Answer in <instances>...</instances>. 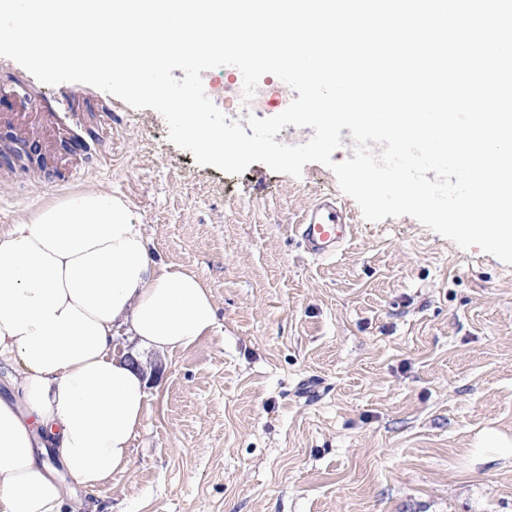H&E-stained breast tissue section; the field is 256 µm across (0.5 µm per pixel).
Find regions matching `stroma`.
<instances>
[{
	"mask_svg": "<svg viewBox=\"0 0 512 512\" xmlns=\"http://www.w3.org/2000/svg\"><path fill=\"white\" fill-rule=\"evenodd\" d=\"M71 89L70 130L97 137L61 153L27 129L59 174L0 182V232L89 187L119 197L217 319L189 348L142 351L130 464L83 512H512V459L473 460L484 429L512 436V265L409 216L365 220L323 164L227 174L171 143L157 111ZM76 162L85 176L60 180ZM327 193L354 230L319 262L288 227Z\"/></svg>",
	"mask_w": 512,
	"mask_h": 512,
	"instance_id": "obj_1",
	"label": "stroma"
}]
</instances>
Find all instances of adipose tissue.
<instances>
[{"mask_svg": "<svg viewBox=\"0 0 512 512\" xmlns=\"http://www.w3.org/2000/svg\"><path fill=\"white\" fill-rule=\"evenodd\" d=\"M215 325L209 289L155 262L119 198L89 189L1 232L0 363L17 375L0 399V512H80L69 483L93 490L128 467L148 379L115 336L163 354Z\"/></svg>", "mask_w": 512, "mask_h": 512, "instance_id": "ef3b65f1", "label": "adipose tissue"}]
</instances>
